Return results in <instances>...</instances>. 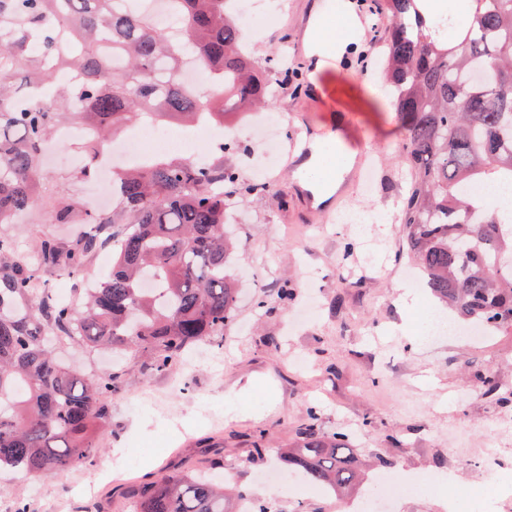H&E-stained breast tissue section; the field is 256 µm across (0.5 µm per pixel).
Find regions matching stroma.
Here are the masks:
<instances>
[{
	"label": "stroma",
	"mask_w": 512,
	"mask_h": 512,
	"mask_svg": "<svg viewBox=\"0 0 512 512\" xmlns=\"http://www.w3.org/2000/svg\"><path fill=\"white\" fill-rule=\"evenodd\" d=\"M257 14L241 21L245 48L263 60L288 48V70L305 82H320L351 124L326 118L307 90L285 89L265 109L282 132H294L301 113L314 114L324 140L336 131L366 153L374 169L370 192L344 180L349 202L365 210L387 205L399 192L397 119L381 92L382 62L363 68L360 56L369 41L350 51L329 74L313 69L309 31L327 10L326 0H260ZM288 8V26L269 25L277 5ZM43 160L54 173L56 196L86 192L72 167L71 145L54 143ZM274 179L280 196L251 195L239 206L232 230L242 242L233 269L240 280L235 325L223 345L195 346L187 366L153 373L151 356L129 348L97 351L69 341L54 346L56 355L82 374L122 372L123 384L112 398L110 418L92 464L44 474L45 489L33 494L17 474L0 470V494L25 500L31 512H129L121 493L131 481L174 470H201L209 450L221 449L235 480L256 487L261 497L278 502L282 512H344L345 497L311 482L296 488L266 486L265 471L278 463V452L317 413L322 430L344 433L373 481L377 457L389 459V471L425 477L452 474L478 485L486 473L479 460L454 456L457 448L499 447L496 475L512 485V335L473 340H424L425 312L432 301L401 275L409 259L399 247L400 224H375L360 236L347 224L316 218L307 231L309 207L287 167ZM54 198L0 226L19 250L35 253L39 239L68 240L74 225L50 222ZM288 283L293 295L280 301L277 290ZM271 311L260 315L259 297ZM492 369L499 394L490 396L478 372ZM262 431L267 459H251V441ZM133 457L130 473L113 474L112 451Z\"/></svg>",
	"instance_id": "1"
}]
</instances>
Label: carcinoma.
<instances>
[{
    "label": "carcinoma",
    "instance_id": "cac0c4a2",
    "mask_svg": "<svg viewBox=\"0 0 512 512\" xmlns=\"http://www.w3.org/2000/svg\"><path fill=\"white\" fill-rule=\"evenodd\" d=\"M176 36L132 0H0V224L31 207L44 182L43 144L57 123L79 122L119 135L131 123L177 117L232 126L299 78L253 59L228 0H172ZM427 0H375L388 23L385 83L401 126L402 165L413 180L400 197L399 223L424 285L460 322L512 332V200L490 191L512 183V0H472L466 38L448 49L453 20ZM185 55L212 78L203 97L179 80ZM122 68H111V59ZM71 70L80 80L64 83ZM224 151L196 160L164 157L112 177L118 203L97 214L60 200L55 224H84L76 237L45 236L33 263L0 234V469L39 476L91 463L120 373H78L46 337H78L101 350L137 347L165 373L199 342L217 339L236 318L238 247L225 228L253 186ZM80 176H95L100 151L79 146ZM112 231V267L81 308L54 297L38 271L77 274ZM288 466L335 491L360 478L346 436L326 434L315 413L286 448ZM211 473L172 472L130 486L136 512H236L250 493L224 485L221 451Z\"/></svg>",
    "mask_w": 512,
    "mask_h": 512
}]
</instances>
